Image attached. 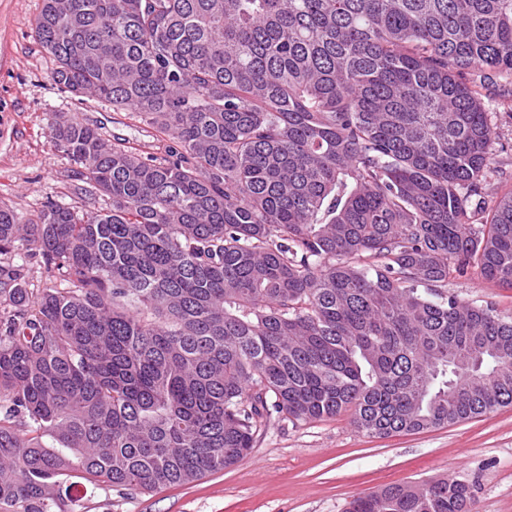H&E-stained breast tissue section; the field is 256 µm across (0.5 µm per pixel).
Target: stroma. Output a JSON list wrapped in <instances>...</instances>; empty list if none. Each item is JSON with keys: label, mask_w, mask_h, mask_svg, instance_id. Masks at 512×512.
Wrapping results in <instances>:
<instances>
[{"label": "stroma", "mask_w": 512, "mask_h": 512, "mask_svg": "<svg viewBox=\"0 0 512 512\" xmlns=\"http://www.w3.org/2000/svg\"><path fill=\"white\" fill-rule=\"evenodd\" d=\"M43 0H0V206L35 217L47 202L82 205L75 167L58 151L52 128L76 117L112 143L165 159L169 137L89 95L61 89L53 57L35 21ZM496 138L485 200L512 190V84L488 93ZM463 300L512 314V288L468 273L448 282ZM465 477L472 512H512V406L449 427L374 438L349 415L312 422L274 418L250 453L232 467L190 484L144 493L78 485L84 512H345L349 502L389 484L419 485Z\"/></svg>", "instance_id": "35a3bbf8"}]
</instances>
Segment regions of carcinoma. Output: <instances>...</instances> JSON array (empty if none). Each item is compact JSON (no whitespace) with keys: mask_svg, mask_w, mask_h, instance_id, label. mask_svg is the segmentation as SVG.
<instances>
[{"mask_svg":"<svg viewBox=\"0 0 512 512\" xmlns=\"http://www.w3.org/2000/svg\"><path fill=\"white\" fill-rule=\"evenodd\" d=\"M74 94L174 140L156 161L74 118L52 139L107 208L0 206V512H82L243 459L274 417L372 437L512 406V191L485 207L512 0H43ZM462 477L347 512H471ZM448 293L463 300H478L492 305L503 315L512 314V288H501L484 281L479 274L468 273L448 281Z\"/></svg>","mask_w":512,"mask_h":512,"instance_id":"carcinoma-1","label":"carcinoma"}]
</instances>
